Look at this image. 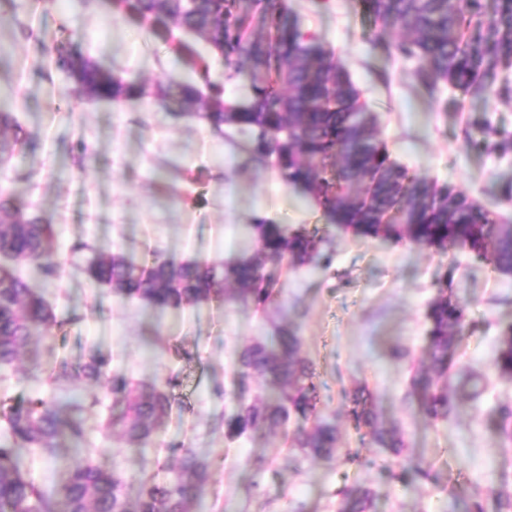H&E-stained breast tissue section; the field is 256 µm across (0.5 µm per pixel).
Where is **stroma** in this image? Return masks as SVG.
Listing matches in <instances>:
<instances>
[{"label": "stroma", "mask_w": 512, "mask_h": 512, "mask_svg": "<svg viewBox=\"0 0 512 512\" xmlns=\"http://www.w3.org/2000/svg\"><path fill=\"white\" fill-rule=\"evenodd\" d=\"M289 3L302 29L346 65L394 159L512 218V64L484 97L448 87L432 94L413 77L415 61L377 43L356 0ZM23 24L34 39L20 38ZM68 37L126 79L224 85V61L204 43H191L207 64L203 73L179 61L151 23L120 15L111 0H0V107L41 141L0 162V189L55 225L62 265L58 278L31 281L58 323L30 342L16 369L0 372V402L72 389L68 380L47 386L42 371L96 350L113 372L137 381L177 376L171 415L148 447L99 433L100 417L112 411L108 394L85 415L86 445L103 469L134 480L174 464L171 446L185 442L213 463L208 493L190 502V512H342L343 487L371 490V512H469L477 498L497 512V491L512 492V449L501 447L495 429L500 409L512 406V377L494 366L512 325V278L468 255L338 231L313 207L279 210L268 188L272 170L242 150V134L216 135L151 97L120 106L70 96V80L47 65ZM261 204L276 209L277 223L318 230L333 255L326 268L282 271L265 312L215 303L154 311L91 286L74 267L79 240L138 263L152 250L223 263L239 251L241 227ZM445 281L465 305L467 325L448 368L457 408L433 420L410 396V377L427 362L424 314ZM284 323L297 329L301 354L325 385L322 414L338 434L334 458L285 447L278 430L231 443L215 424L237 351L270 340ZM360 387L401 433L400 455L373 447L367 428L348 417L343 395ZM349 448L359 449L360 462H345ZM408 460L429 469L431 481L392 480L391 470Z\"/></svg>", "instance_id": "1"}]
</instances>
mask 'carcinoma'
<instances>
[{"label": "carcinoma", "mask_w": 512, "mask_h": 512, "mask_svg": "<svg viewBox=\"0 0 512 512\" xmlns=\"http://www.w3.org/2000/svg\"><path fill=\"white\" fill-rule=\"evenodd\" d=\"M118 11L136 22L149 21L174 42L175 55L200 69L188 45L172 34L176 28L203 40L215 53L236 65L234 75L248 82L249 100L224 102L216 92L203 96L193 83L175 80L155 85L156 97L173 115L196 114L212 132L224 127L249 134L251 159L274 168L281 183L319 208L328 224L340 231L383 238L439 252H465L512 277V221L503 218L449 183H439L392 158L379 138V120L361 90L333 52L289 20L288 0H256L253 17L237 10L235 0H113ZM364 16L379 28L378 40L397 34L396 49L417 61L414 77L430 91L451 87L480 94L490 88L504 61L512 58V0H496L492 12L482 0H358ZM68 73L80 94L95 100L134 103L146 85L112 73L86 59L71 37L51 60ZM30 151L39 142L0 107V146ZM250 246L222 266L180 261L157 251L143 263L116 252L104 254L88 242L74 253L91 257L82 273L91 284L106 286L128 301L156 310H178L212 302L270 306L277 296L283 268L332 263L322 253L318 232L271 224L264 218L243 225ZM54 225L17 205L0 191V370L16 368L19 351L38 330L57 323L51 306L28 279L6 265L25 261L45 279L56 275L52 254ZM431 370L439 378L448 367L457 335L466 326V308L442 289L425 314ZM301 339L286 326L276 328L269 343L245 346L224 395L234 403L224 415V437L237 440L263 428L295 429L291 447L314 458L336 453V426L321 416V384L313 364L300 356ZM495 367L512 376V326L504 333ZM65 378L97 384L124 405L120 418L103 426L141 447L170 414L177 378L168 375L138 384L112 373L110 361L91 350L83 361L63 359L48 379ZM260 379L275 390L265 401L249 398V381ZM418 408L432 419H446L455 408L448 387L411 377ZM352 404L355 425L369 429L370 441L394 454L403 438L379 421L371 394L359 389L344 395ZM99 400L74 390L63 398L36 397L0 409L9 441L0 442V512H189L187 500L203 497L212 478L211 464L185 443L175 444L178 464L163 481H139L135 498L130 481L117 470L106 472L95 462L96 451L83 448L84 413ZM80 458L60 452L62 438ZM44 453L61 464L64 481L47 489L27 477L17 448ZM429 471L407 464L391 473L397 481L429 479ZM346 512H369L370 492L356 498L342 491Z\"/></svg>", "instance_id": "carcinoma-1"}]
</instances>
